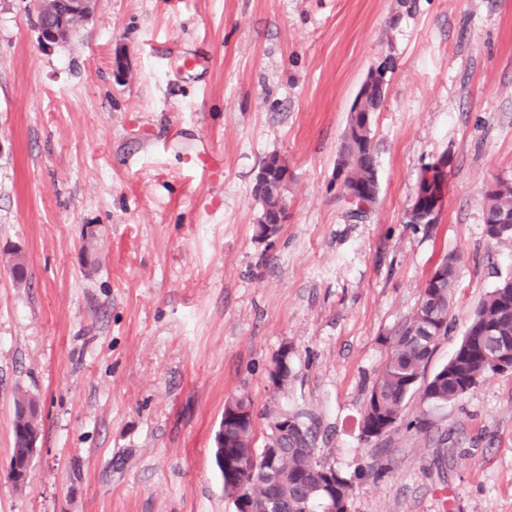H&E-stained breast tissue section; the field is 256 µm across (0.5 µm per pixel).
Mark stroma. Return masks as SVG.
Masks as SVG:
<instances>
[{
  "instance_id": "35a3bbf8",
  "label": "stroma",
  "mask_w": 512,
  "mask_h": 512,
  "mask_svg": "<svg viewBox=\"0 0 512 512\" xmlns=\"http://www.w3.org/2000/svg\"><path fill=\"white\" fill-rule=\"evenodd\" d=\"M387 58L379 202L352 221L336 161ZM275 153L288 220L267 240L254 186ZM443 156L437 223H407ZM496 181L512 183V0H94L51 48L31 0H0V512H236L212 448L241 396L256 449L269 407L313 419L349 512H512V373L360 430L437 263L456 257L457 290L429 377L512 277V236L484 233ZM285 346L281 393L267 369ZM23 393L40 437L18 488ZM375 66L372 71L368 74L367 78L363 82V84L360 87V97L357 100L355 99L350 112H352L353 115H357L358 113H362L360 115V121L363 125V129L361 128V125L357 126V131L360 132L364 130L365 128L369 127L372 123V115L369 112H364V100L366 99L367 94L369 93L370 89L379 84L386 83L385 77L387 73V67L379 65L377 68ZM448 157H441L436 162L430 164V178L434 180L436 178L439 186H440V194L436 196V204L431 214L426 215L424 218H437L441 213V210L444 205L445 199V189H446V181H447V173H448Z\"/></svg>"
}]
</instances>
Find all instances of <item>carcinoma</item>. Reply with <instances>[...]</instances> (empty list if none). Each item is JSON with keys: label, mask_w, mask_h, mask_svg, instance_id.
<instances>
[{"label": "carcinoma", "mask_w": 512, "mask_h": 512, "mask_svg": "<svg viewBox=\"0 0 512 512\" xmlns=\"http://www.w3.org/2000/svg\"><path fill=\"white\" fill-rule=\"evenodd\" d=\"M344 166L360 186V193L348 203L350 219L366 215L378 203L379 185L372 138L368 134H352L341 144ZM285 181L280 177L257 179L255 193L261 198H282ZM484 232L490 239L503 236L502 216L512 213V185L501 182L484 194ZM281 228L276 216L261 213L256 225L257 236L270 239ZM441 263L448 277L439 285L425 283L419 304L413 315L391 337V352L381 367L365 404L362 434L365 440L380 437V431L398 423L406 400L415 392L429 408L454 402L476 389L480 383L495 376L486 362L497 343L512 339V281L505 279L493 288L477 306L464 335L481 336L485 328L494 329L493 336L466 355L451 356L448 363L427 381H421L427 363L435 349L434 335L448 334L450 313L455 294V267L448 258ZM291 377L290 356L271 366L268 378L275 389L288 388ZM235 406L245 410L240 414L224 407V417L215 435V442L224 448H214V461L224 482L225 495L235 499L238 512H348L352 482L336 473L333 483L322 474L324 465L314 460L317 433L306 426L300 413L271 411L268 420L288 421L283 434L269 432L260 452L265 456L276 453L274 473L259 467L245 470L243 455L254 451L251 446L253 410L251 402L239 398ZM39 404L25 395L15 402L13 422V455L17 470L11 471L14 485L28 484L31 464L39 439Z\"/></svg>", "instance_id": "cac0c4a2"}]
</instances>
